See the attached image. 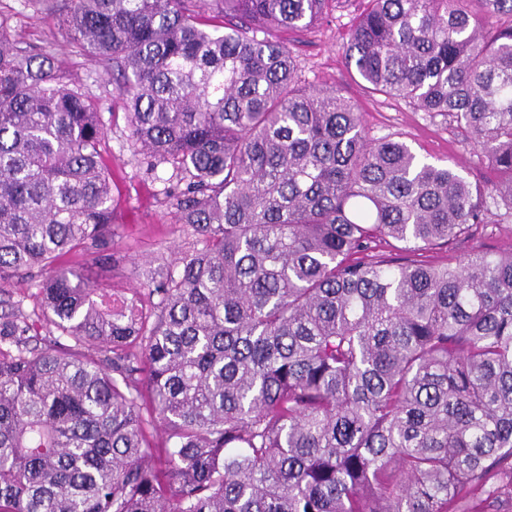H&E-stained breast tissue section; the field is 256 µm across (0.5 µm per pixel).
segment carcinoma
<instances>
[{
	"label": "carcinoma",
	"mask_w": 512,
	"mask_h": 512,
	"mask_svg": "<svg viewBox=\"0 0 512 512\" xmlns=\"http://www.w3.org/2000/svg\"><path fill=\"white\" fill-rule=\"evenodd\" d=\"M339 2L24 0L171 170L188 242L129 297L62 264L114 261L99 99L0 14V282L38 299L0 298V512L512 508V250L410 258L512 216V0H363L346 47L491 184L301 84L279 33Z\"/></svg>",
	"instance_id": "1"
}]
</instances>
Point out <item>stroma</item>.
<instances>
[{
	"label": "stroma",
	"instance_id": "35a3bbf8",
	"mask_svg": "<svg viewBox=\"0 0 512 512\" xmlns=\"http://www.w3.org/2000/svg\"><path fill=\"white\" fill-rule=\"evenodd\" d=\"M356 13V6H345L336 9L330 22L290 35L302 81L339 89L356 104L369 137L406 141L427 162L454 164L473 182L494 181L495 172L485 158L467 146L451 126L413 110L402 101L368 93L354 70L347 68L345 47ZM0 14L9 17L15 38L23 44L53 45L62 66L89 85L100 98L104 117L113 120L100 152L112 171L116 218L112 250L118 261L103 276L113 292L127 293L143 283L146 260L168 262L172 246L185 242L182 227L175 223L174 210L164 195L166 184L148 173L145 165L133 156L123 102L111 73L93 59L74 58L54 19L24 8L22 0H0ZM475 248L492 252L512 249V218H492L490 223L478 227L473 238L454 244L451 252L420 251L415 258L423 263L441 261L450 255L463 258Z\"/></svg>",
	"mask_w": 512,
	"mask_h": 512
}]
</instances>
